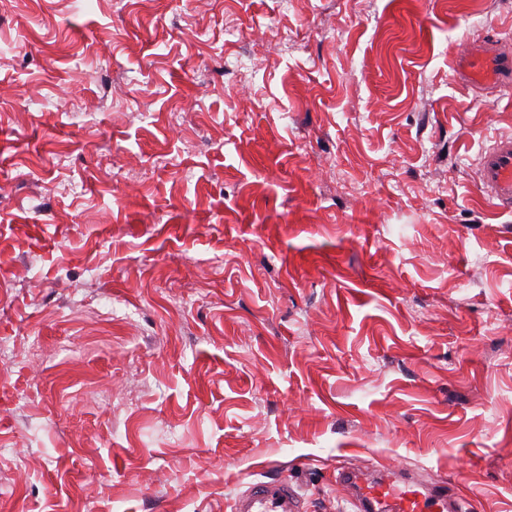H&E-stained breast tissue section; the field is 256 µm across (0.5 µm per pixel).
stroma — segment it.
<instances>
[{
  "label": "stroma",
  "instance_id": "stroma-1",
  "mask_svg": "<svg viewBox=\"0 0 512 512\" xmlns=\"http://www.w3.org/2000/svg\"><path fill=\"white\" fill-rule=\"evenodd\" d=\"M512 0H0V512L338 468L512 512ZM480 62L463 63L464 76L476 87L507 90L512 85V53L498 44H486ZM478 186L495 206L512 208V136L497 138L481 154Z\"/></svg>",
  "mask_w": 512,
  "mask_h": 512
}]
</instances>
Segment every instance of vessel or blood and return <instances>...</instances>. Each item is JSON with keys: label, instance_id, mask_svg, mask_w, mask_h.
<instances>
[{"label": "vessel or blood", "instance_id": "obj_1", "mask_svg": "<svg viewBox=\"0 0 512 512\" xmlns=\"http://www.w3.org/2000/svg\"><path fill=\"white\" fill-rule=\"evenodd\" d=\"M464 75L477 87L512 88V52L487 45L479 63H465ZM478 186L498 207L512 208V136L497 138L480 156ZM339 481L350 512H464L449 499L443 480H426L400 469L374 466L347 469ZM230 512H306L301 496L282 479L250 484L238 493Z\"/></svg>", "mask_w": 512, "mask_h": 512}]
</instances>
